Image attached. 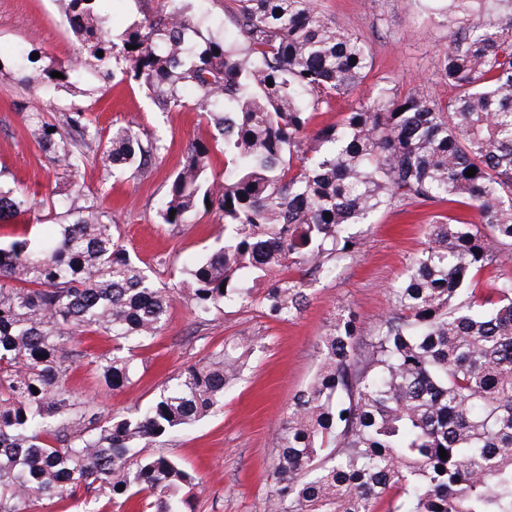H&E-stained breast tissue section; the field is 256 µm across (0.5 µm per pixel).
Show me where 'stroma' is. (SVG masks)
Returning <instances> with one entry per match:
<instances>
[{
  "label": "stroma",
  "mask_w": 512,
  "mask_h": 512,
  "mask_svg": "<svg viewBox=\"0 0 512 512\" xmlns=\"http://www.w3.org/2000/svg\"><path fill=\"white\" fill-rule=\"evenodd\" d=\"M398 2L316 0L323 15L363 35L371 47L374 68L354 98L368 97L380 86L405 95L424 85L434 97L448 101L454 91L439 73L440 53L448 42L446 20L414 6L401 9ZM30 44L61 60L73 55L76 42L58 0H0V57L9 58L16 46ZM80 87L95 125L106 131L112 124L128 123L141 133L161 136V159L144 174L116 181H104L97 160L76 177L62 174L38 147L27 121L31 112L54 119V111L45 97L29 93L15 71L6 68L0 70V169L37 200L63 198L75 182L98 191L129 252L151 265L157 283L182 288L184 266L214 246L218 218L200 210L190 223L173 226L161 223L157 211L190 144L210 138L209 121L191 105L178 112L158 111L145 90L117 78L105 81L89 74ZM432 213L426 206L391 207L379 210L372 224L357 226L359 248L334 277L312 285L308 304L293 321L276 322L255 309L223 304L202 323L179 295L166 329L150 349L139 351V370L130 384L112 388L82 367L71 386L78 397L122 414L135 403L156 398L185 364L224 341L257 335L264 350L236 390L217 412L185 429L168 451L202 478L189 512H267L276 435L291 398L314 374L315 349L327 319L345 303L358 313L362 332H371L388 307L389 286L421 250L420 227Z\"/></svg>",
  "instance_id": "35a3bbf8"
}]
</instances>
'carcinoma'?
I'll return each mask as SVG.
<instances>
[{"mask_svg": "<svg viewBox=\"0 0 512 512\" xmlns=\"http://www.w3.org/2000/svg\"><path fill=\"white\" fill-rule=\"evenodd\" d=\"M98 2L62 0L71 59L33 60L31 49L11 65L43 96L94 67L145 89L161 112L191 103L206 114L211 139L191 144L159 208L165 224L200 207L224 222V244L183 269L196 314L230 303L291 321L309 285L357 248L350 227L379 209L478 211L476 222L432 217L369 334L348 305L332 312L313 378L277 434L268 512H512V273L496 268L512 259V0L432 4L448 23L440 68L452 100L381 87L312 134L313 118L373 69L365 39L316 0H234L236 32L207 36L193 0H159L117 35ZM59 112L56 123L28 120L70 177L97 158L106 177H134L164 150L129 125L102 134L75 102ZM219 144L222 180L207 175ZM45 213L57 237L0 243V512H44L80 492L103 510L141 496L149 512H186L200 477L140 449L213 413L263 346L226 341L123 415L76 397L66 382L81 363L130 383L133 351L164 329L173 294L124 247L98 193L75 183L36 202L0 171V223ZM84 334L111 338L112 352L88 358Z\"/></svg>", "mask_w": 512, "mask_h": 512, "instance_id": "obj_1", "label": "carcinoma"}]
</instances>
